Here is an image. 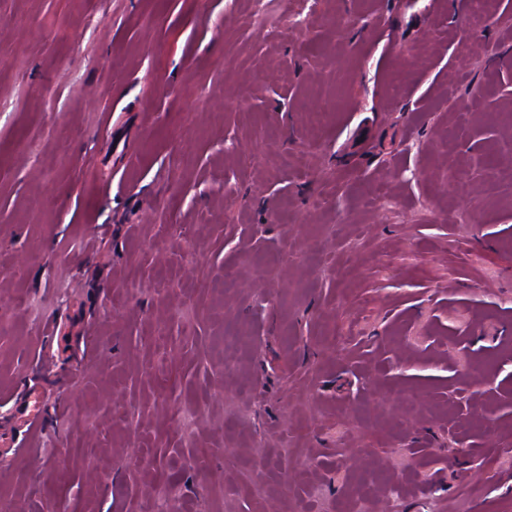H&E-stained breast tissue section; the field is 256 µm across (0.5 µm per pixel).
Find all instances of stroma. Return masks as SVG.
<instances>
[{
  "label": "stroma",
  "instance_id": "35a3bbf8",
  "mask_svg": "<svg viewBox=\"0 0 512 512\" xmlns=\"http://www.w3.org/2000/svg\"><path fill=\"white\" fill-rule=\"evenodd\" d=\"M252 9L0 0V504L512 512V0Z\"/></svg>",
  "mask_w": 512,
  "mask_h": 512
}]
</instances>
